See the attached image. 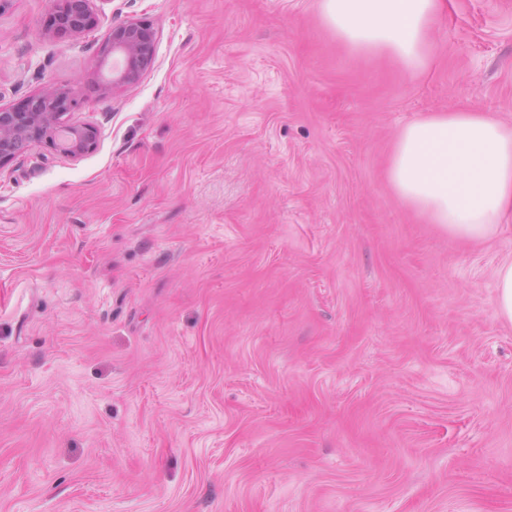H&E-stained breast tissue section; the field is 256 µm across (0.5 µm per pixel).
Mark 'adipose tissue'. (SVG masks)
Wrapping results in <instances>:
<instances>
[{"mask_svg": "<svg viewBox=\"0 0 512 512\" xmlns=\"http://www.w3.org/2000/svg\"><path fill=\"white\" fill-rule=\"evenodd\" d=\"M444 0H320L324 24L360 56L385 54L408 74L428 65ZM395 194L427 223L482 241L512 221V125L486 112H432L407 124L391 154Z\"/></svg>", "mask_w": 512, "mask_h": 512, "instance_id": "1", "label": "adipose tissue"}]
</instances>
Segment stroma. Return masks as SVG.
I'll use <instances>...</instances> for the list:
<instances>
[{"label": "stroma", "mask_w": 512, "mask_h": 512, "mask_svg": "<svg viewBox=\"0 0 512 512\" xmlns=\"http://www.w3.org/2000/svg\"><path fill=\"white\" fill-rule=\"evenodd\" d=\"M55 6L0 7V106L68 87L100 137L0 167V512H512V227L387 179L427 113L512 124V0H445L414 76L319 0ZM132 18L154 63L104 90ZM103 0H58L53 13L55 29L63 35L79 36L92 29L97 22L95 2ZM496 310L498 316L512 324V261L502 263L496 271Z\"/></svg>", "instance_id": "obj_1"}]
</instances>
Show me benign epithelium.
<instances>
[{"label": "benign epithelium", "mask_w": 512, "mask_h": 512, "mask_svg": "<svg viewBox=\"0 0 512 512\" xmlns=\"http://www.w3.org/2000/svg\"><path fill=\"white\" fill-rule=\"evenodd\" d=\"M97 0H58L53 13L56 32L79 36L97 22ZM102 59L92 76L103 88L135 83L152 64L156 37L148 24L127 20L112 27L100 49ZM79 108L73 91L49 84L17 106L0 107V167L20 153V145L43 143L56 151L79 158L93 152L99 130L74 123L69 115Z\"/></svg>", "instance_id": "obj_1"}]
</instances>
